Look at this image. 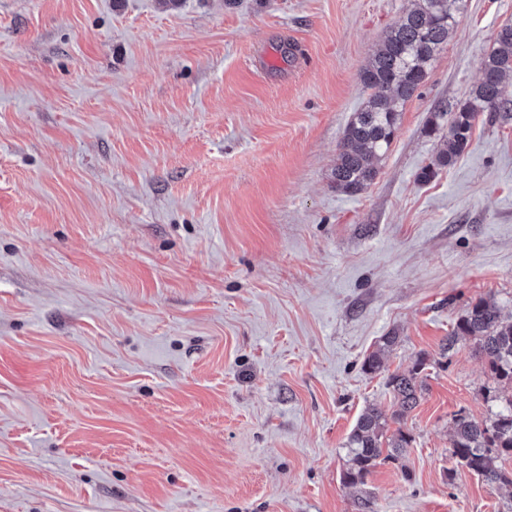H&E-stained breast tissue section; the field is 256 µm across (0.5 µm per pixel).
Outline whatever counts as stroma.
Here are the masks:
<instances>
[{"label":"stroma","instance_id":"1","mask_svg":"<svg viewBox=\"0 0 512 512\" xmlns=\"http://www.w3.org/2000/svg\"><path fill=\"white\" fill-rule=\"evenodd\" d=\"M409 5L0 0V512H512L451 456L491 414L468 340L401 465L342 482L386 374L472 301L512 317V114L418 179L512 0H466L374 183H330ZM398 338L399 336H396L395 334L383 336V343L379 349L371 352L367 357H365L362 363L363 372L368 375H376L380 373L383 368L385 350L392 349V347L397 343Z\"/></svg>","mask_w":512,"mask_h":512}]
</instances>
